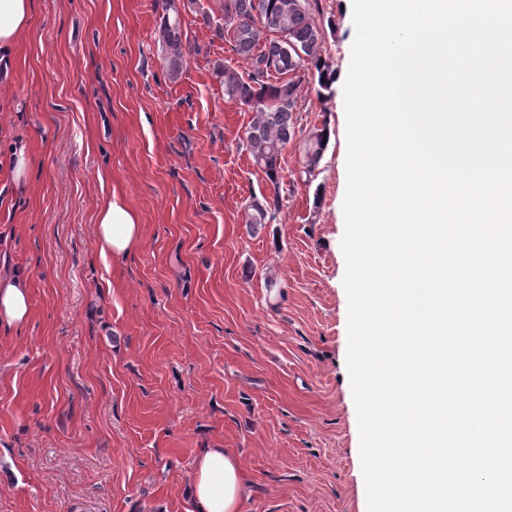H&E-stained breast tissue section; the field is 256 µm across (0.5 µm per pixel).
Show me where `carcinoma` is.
I'll use <instances>...</instances> for the list:
<instances>
[{"instance_id":"cac0c4a2","label":"carcinoma","mask_w":512,"mask_h":512,"mask_svg":"<svg viewBox=\"0 0 512 512\" xmlns=\"http://www.w3.org/2000/svg\"><path fill=\"white\" fill-rule=\"evenodd\" d=\"M188 2L190 11L201 15L203 23L213 28L216 36L228 40L233 51L251 61L252 72L247 81L222 59L212 62V71L224 86L225 98L255 112L246 130V149L254 164L275 184L279 180L278 160L294 134L292 113L299 87L294 75L312 63L322 89H329L334 82V74L322 68L316 55L321 35L311 21L309 0H218V16L200 9L198 0ZM267 33L276 37L267 40ZM183 35L176 0H165L161 49L173 77L183 65ZM273 73L282 79L270 82ZM327 137L329 131L324 126L316 129L307 141L305 174L312 173L321 160L328 145ZM279 207L277 196L270 201H253L250 205L253 220L248 225L255 228L267 224Z\"/></svg>"}]
</instances>
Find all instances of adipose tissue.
Returning <instances> with one entry per match:
<instances>
[{"label":"adipose tissue","mask_w":512,"mask_h":512,"mask_svg":"<svg viewBox=\"0 0 512 512\" xmlns=\"http://www.w3.org/2000/svg\"><path fill=\"white\" fill-rule=\"evenodd\" d=\"M33 0H0V60L9 57L26 35ZM99 254L121 262L141 244V223L136 211L118 191L101 197L94 215ZM28 285L24 274L0 279V321L23 322L29 315ZM186 493L193 512H240L245 494L237 455L224 448H207L195 462Z\"/></svg>","instance_id":"adipose-tissue-1"}]
</instances>
